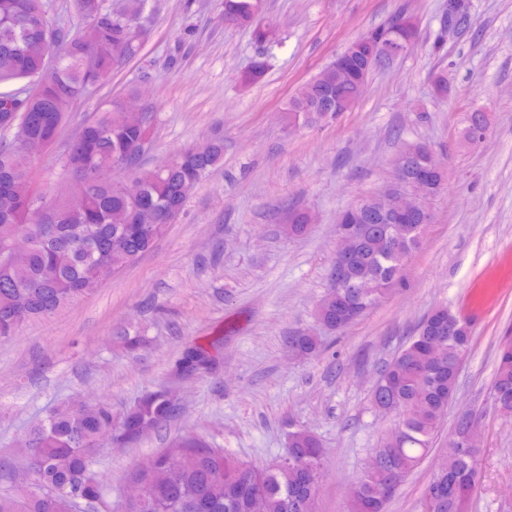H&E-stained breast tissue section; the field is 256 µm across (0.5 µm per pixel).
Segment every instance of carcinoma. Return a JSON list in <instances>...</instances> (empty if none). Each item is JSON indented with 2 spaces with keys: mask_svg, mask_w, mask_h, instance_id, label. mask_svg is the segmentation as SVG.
Masks as SVG:
<instances>
[{
  "mask_svg": "<svg viewBox=\"0 0 512 512\" xmlns=\"http://www.w3.org/2000/svg\"><path fill=\"white\" fill-rule=\"evenodd\" d=\"M148 0H73L87 22L72 34L50 23L43 0H0V129L13 132L0 142V337L24 322L47 318L94 287L100 268L119 271L150 251L165 227L183 211L189 191L224 158V139L181 151L163 170H142L138 160L151 138L153 113H132L122 103L109 104L100 117L83 124L62 156L71 178L85 181L83 193L49 205L40 222L30 212L43 203L30 161L22 146L28 141H53L68 118V108L88 86L106 79L112 68L138 54L140 44L129 34L142 30ZM224 23L250 31L258 53L241 75L251 85L265 74L274 25L262 17L257 0H224ZM378 33L395 40L417 36V27L389 21L353 40L347 53L353 67L346 72L332 61L303 85L285 108L286 119L310 122L327 118L326 110L349 111L363 95L367 68ZM56 58L47 68L49 57ZM26 81L35 92L11 90ZM132 172L127 181L104 182L90 177L97 168ZM357 255L349 262L340 298H324L317 319L330 331L349 326L351 308L360 318L401 280L406 257L421 244V224L388 220L371 210L364 214ZM310 217L297 212L286 227L300 237ZM18 233L31 237L24 253L9 249ZM384 287L373 288V282ZM471 330L444 305L419 324L406 346L380 370L371 403L381 414L398 417L396 427L374 454L377 465L353 484L349 512H387L392 485L424 462L431 450L445 408L457 391L459 370L467 354ZM300 354L317 351L316 336L291 337ZM491 399L494 410L512 417V339L503 338L497 351ZM175 406L161 392L138 400L123 413L119 427L136 440L174 416ZM473 414L463 411L436 462L422 502L430 512H468L479 483L478 448L463 445ZM112 409L61 403L30 431L24 442L26 467L33 487L21 486L0 495V512H76L79 505L93 512H116L107 500L96 470L102 430L112 426ZM291 462L257 466L240 461L206 442L185 437L135 466L129 477L149 485L145 512H195L198 500L209 512H315L318 486L311 464L323 465L324 448L305 430L291 435ZM67 485L71 497L59 491Z\"/></svg>",
  "mask_w": 512,
  "mask_h": 512,
  "instance_id": "1",
  "label": "carcinoma"
}]
</instances>
